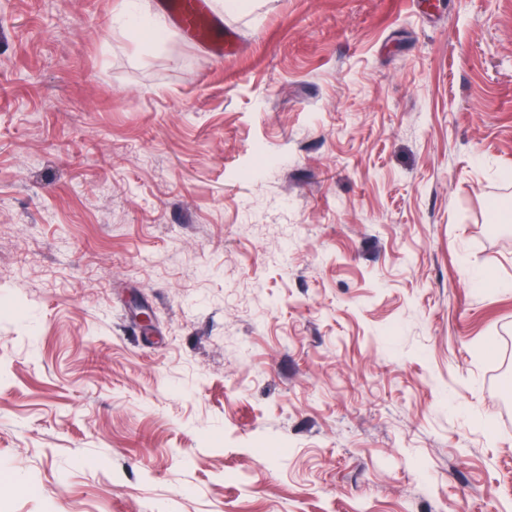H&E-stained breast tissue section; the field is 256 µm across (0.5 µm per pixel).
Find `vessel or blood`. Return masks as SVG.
<instances>
[{
	"label": "vessel or blood",
	"instance_id": "1",
	"mask_svg": "<svg viewBox=\"0 0 512 512\" xmlns=\"http://www.w3.org/2000/svg\"><path fill=\"white\" fill-rule=\"evenodd\" d=\"M160 10L179 33L205 44L218 57L231 54L238 35L215 13L211 0H158Z\"/></svg>",
	"mask_w": 512,
	"mask_h": 512
}]
</instances>
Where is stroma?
I'll list each match as a JSON object with an SVG mask.
<instances>
[{
	"label": "stroma",
	"mask_w": 512,
	"mask_h": 512,
	"mask_svg": "<svg viewBox=\"0 0 512 512\" xmlns=\"http://www.w3.org/2000/svg\"><path fill=\"white\" fill-rule=\"evenodd\" d=\"M247 2L0 0V512H512V0ZM157 5L179 33L205 44L217 57L231 54L237 32L215 13L211 0H159Z\"/></svg>",
	"instance_id": "obj_1"
}]
</instances>
